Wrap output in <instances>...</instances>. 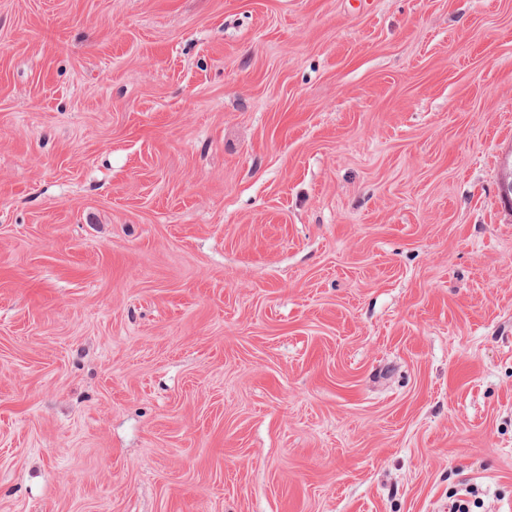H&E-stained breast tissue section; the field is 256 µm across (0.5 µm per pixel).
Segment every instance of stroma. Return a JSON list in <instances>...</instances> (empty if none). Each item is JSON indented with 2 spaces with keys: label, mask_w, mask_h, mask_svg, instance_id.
I'll return each instance as SVG.
<instances>
[{
  "label": "stroma",
  "mask_w": 512,
  "mask_h": 512,
  "mask_svg": "<svg viewBox=\"0 0 512 512\" xmlns=\"http://www.w3.org/2000/svg\"><path fill=\"white\" fill-rule=\"evenodd\" d=\"M512 0H0V512H512Z\"/></svg>",
  "instance_id": "stroma-1"
}]
</instances>
